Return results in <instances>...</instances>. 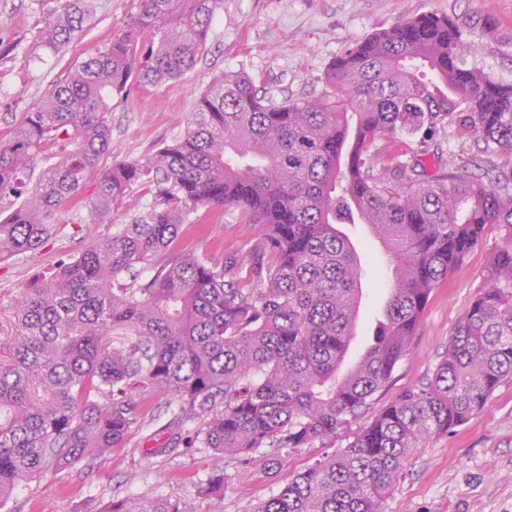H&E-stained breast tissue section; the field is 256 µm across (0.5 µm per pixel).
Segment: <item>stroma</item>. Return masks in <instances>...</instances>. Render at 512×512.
Listing matches in <instances>:
<instances>
[{"label": "stroma", "mask_w": 512, "mask_h": 512, "mask_svg": "<svg viewBox=\"0 0 512 512\" xmlns=\"http://www.w3.org/2000/svg\"><path fill=\"white\" fill-rule=\"evenodd\" d=\"M55 5L56 0H0V41L14 47L0 57L1 130L19 121L74 63L119 31L136 13L139 0H99L95 17L68 51L27 62L26 49L37 23ZM423 13L456 20L464 39L479 47L472 63L512 81V0H224L206 47L187 75L163 84L136 82L128 99L113 98L108 114L112 141L99 166L106 169L142 159L182 134L197 96L220 73H246L257 89L277 99L316 95L333 58L367 35ZM147 200L144 186L133 185L125 198L113 202L102 223L84 225L79 231L71 223V212L61 209L58 231L47 247L0 263V298L10 299L61 255L76 254L113 225L129 223L135 203ZM262 234L260 225L245 223L239 212L229 209L213 213L204 234L188 233L187 245L220 247L245 267ZM354 239L369 296L359 315L365 329L381 315L390 269L383 243L360 231ZM500 242L498 228L488 227L484 246L470 252L435 288L409 354L375 394L372 408L363 410L336 440L295 450L275 471L265 466L259 452L244 467L205 448L175 446L166 397L145 393L139 401L146 424L133 429L122 447L57 477L31 482L23 504L8 501L7 512H104L112 496L144 493L180 499L189 512H253L289 477L352 441L376 408L432 373L482 284L489 251ZM215 472L224 475V497L213 504L198 497L196 484ZM384 508L385 512H512V381L502 384L484 409L455 432L422 441L406 461Z\"/></svg>", "instance_id": "stroma-1"}]
</instances>
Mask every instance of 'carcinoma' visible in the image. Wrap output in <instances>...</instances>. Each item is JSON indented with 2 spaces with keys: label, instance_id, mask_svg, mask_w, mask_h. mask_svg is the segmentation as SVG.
<instances>
[{
  "label": "carcinoma",
  "instance_id": "carcinoma-1",
  "mask_svg": "<svg viewBox=\"0 0 512 512\" xmlns=\"http://www.w3.org/2000/svg\"><path fill=\"white\" fill-rule=\"evenodd\" d=\"M224 0H140L138 12L0 134V262L44 248L65 206L108 214L132 185L151 200L128 224L11 299L0 336V504L27 481L122 447L141 425L136 393L176 403L170 425L219 454L265 465L336 439L408 355L433 289L503 231L486 274L432 375L379 409L345 447L293 476L255 512H383L421 441L452 433L512 380V82L470 66L478 46L425 13L375 32L332 60L322 92L277 100L241 74L198 96L184 133L146 158L96 172L110 146L108 112L135 80L183 77ZM97 0H58L30 50L59 54ZM485 156L421 157L446 129ZM425 145L406 160L398 136ZM56 163L29 185L33 157ZM98 174L97 192L81 197ZM237 209L266 226L247 270L215 250L181 248L209 213ZM370 224L388 249L382 318L347 364L363 303L353 233ZM115 327L135 336L116 342ZM224 475L197 483L204 500ZM104 512H188L179 499L114 497Z\"/></svg>",
  "mask_w": 512,
  "mask_h": 512
}]
</instances>
